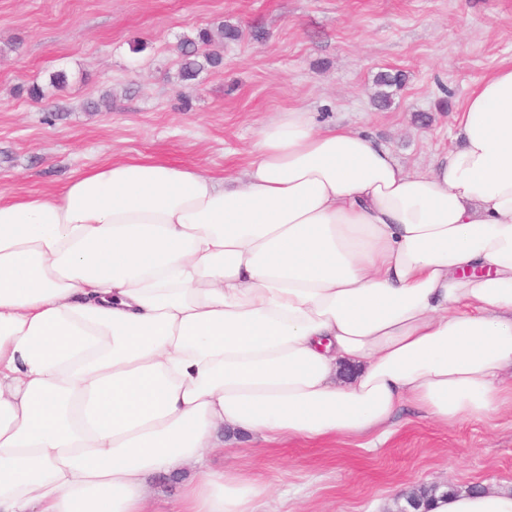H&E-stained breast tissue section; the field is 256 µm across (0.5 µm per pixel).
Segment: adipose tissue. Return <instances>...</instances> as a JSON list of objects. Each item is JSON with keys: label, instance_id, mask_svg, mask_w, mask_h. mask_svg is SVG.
Returning <instances> with one entry per match:
<instances>
[{"label": "adipose tissue", "instance_id": "ef3b65f1", "mask_svg": "<svg viewBox=\"0 0 512 512\" xmlns=\"http://www.w3.org/2000/svg\"><path fill=\"white\" fill-rule=\"evenodd\" d=\"M408 171L374 138L264 124L242 177L149 157L59 194L0 197V512H255L215 470L225 432L362 438L411 404L443 425L512 411V65ZM430 512H512V489ZM179 491V484L174 480L161 476L156 478L151 485L149 495L154 509L166 510L165 502L174 498Z\"/></svg>", "mask_w": 512, "mask_h": 512}]
</instances>
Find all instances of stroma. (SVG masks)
Returning a JSON list of instances; mask_svg holds the SVG:
<instances>
[{
	"instance_id": "35a3bbf8",
	"label": "stroma",
	"mask_w": 512,
	"mask_h": 512,
	"mask_svg": "<svg viewBox=\"0 0 512 512\" xmlns=\"http://www.w3.org/2000/svg\"><path fill=\"white\" fill-rule=\"evenodd\" d=\"M218 22L239 31L213 46L222 67L181 80V41ZM505 64L512 0H0V196L62 191L113 158L236 176L259 128L291 109L423 169L457 145L458 108ZM386 71L405 80L383 107ZM214 465L270 484L258 512H395L423 485L511 488L512 414L442 427L405 411L371 451L357 437H245Z\"/></svg>"
}]
</instances>
